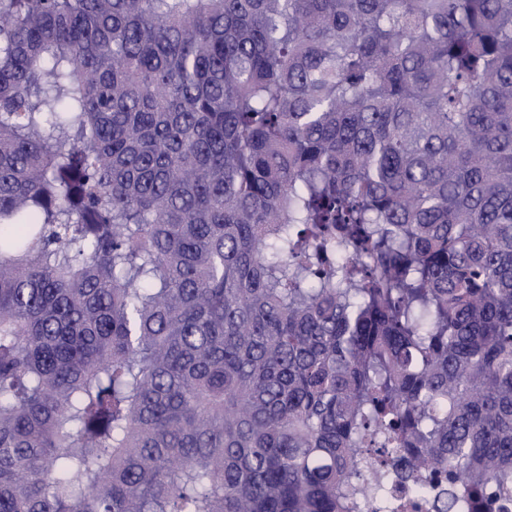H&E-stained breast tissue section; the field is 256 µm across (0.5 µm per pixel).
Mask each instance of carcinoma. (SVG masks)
Segmentation results:
<instances>
[{"label":"carcinoma","instance_id":"1","mask_svg":"<svg viewBox=\"0 0 512 512\" xmlns=\"http://www.w3.org/2000/svg\"><path fill=\"white\" fill-rule=\"evenodd\" d=\"M512 501V0H0V512Z\"/></svg>","mask_w":512,"mask_h":512}]
</instances>
